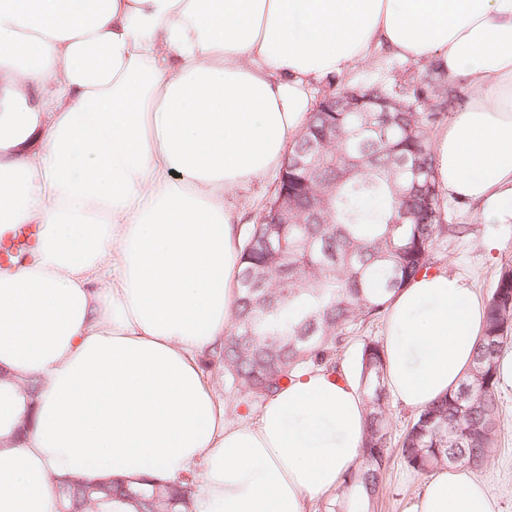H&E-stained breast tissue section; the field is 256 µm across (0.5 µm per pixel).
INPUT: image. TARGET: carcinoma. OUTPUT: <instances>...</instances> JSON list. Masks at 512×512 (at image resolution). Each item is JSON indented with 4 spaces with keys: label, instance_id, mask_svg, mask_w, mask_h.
<instances>
[{
    "label": "carcinoma",
    "instance_id": "1",
    "mask_svg": "<svg viewBox=\"0 0 512 512\" xmlns=\"http://www.w3.org/2000/svg\"><path fill=\"white\" fill-rule=\"evenodd\" d=\"M403 103L400 112H328L317 109L307 129L336 126L316 163L296 172L295 214L302 224H254L241 251L240 299L224 336V379L241 394L265 401L281 381L307 367L337 371L336 352L359 322L380 315L391 293L431 269L430 253L443 233L467 237L470 224H442L441 194L428 202L405 194L414 167L436 186L430 132L446 115L448 76L431 63L416 84H371L358 89ZM406 212L410 223L401 222ZM265 276L251 288V273ZM512 350V266L500 271L486 301L483 331L472 365L456 390L417 411L397 443L388 418L385 354L378 341L362 344L359 387L367 403L365 462L325 505L350 512V493L372 505L383 490L397 449L409 468L429 473L457 465L481 467L500 430L498 367ZM60 512H97L121 499L135 512H180L192 483L134 486L62 481Z\"/></svg>",
    "mask_w": 512,
    "mask_h": 512
}]
</instances>
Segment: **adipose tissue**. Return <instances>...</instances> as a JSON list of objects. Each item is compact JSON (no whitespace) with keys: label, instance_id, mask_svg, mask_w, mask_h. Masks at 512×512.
Here are the masks:
<instances>
[{"label":"adipose tissue","instance_id":"1","mask_svg":"<svg viewBox=\"0 0 512 512\" xmlns=\"http://www.w3.org/2000/svg\"><path fill=\"white\" fill-rule=\"evenodd\" d=\"M384 49L467 98L435 181L512 224V0H0V227L41 225L0 272V512H57L63 479L196 482L192 512H308L363 461L351 378L294 374L225 415L241 238L227 195L281 167L311 91ZM485 303L462 277L392 294L387 388L419 410L471 366ZM406 512H497L465 468Z\"/></svg>","mask_w":512,"mask_h":512}]
</instances>
